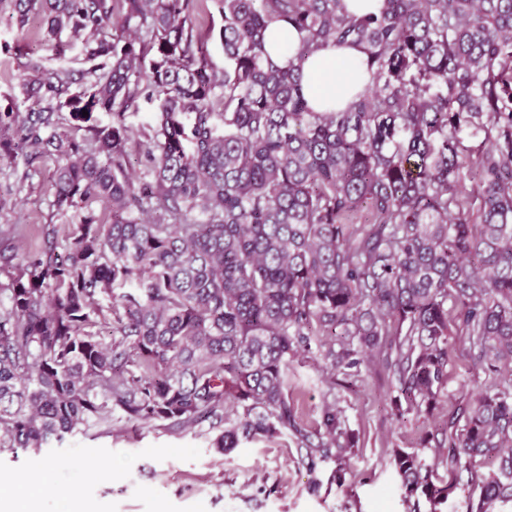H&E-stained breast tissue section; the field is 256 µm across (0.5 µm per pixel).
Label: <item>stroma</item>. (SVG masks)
Instances as JSON below:
<instances>
[{"mask_svg":"<svg viewBox=\"0 0 512 512\" xmlns=\"http://www.w3.org/2000/svg\"><path fill=\"white\" fill-rule=\"evenodd\" d=\"M195 31L207 37L209 58L224 67L218 36L222 18L215 0H200ZM41 20L30 17L18 28L10 0H0V104L16 102L27 110L18 77L31 58L42 59L48 70L84 67L81 41L62 37L60 44L41 37ZM50 161H19L0 166L1 224H21L20 243L39 245L38 229L62 223L54 206ZM302 388L301 416L318 419L325 404L341 410L356 440V451L341 479H333L334 464L309 470L292 441L246 443L231 455L212 446L209 424L187 432L158 423L112 424L77 434L60 448L37 454L27 450L0 455V483L18 475L42 479L38 512H407L400 480L390 452L406 447L424 427L415 415L397 418L390 408L392 379L374 365L360 376L337 375L327 383L312 359L296 366ZM80 494L72 502L70 490Z\"/></svg>","mask_w":512,"mask_h":512,"instance_id":"35a3bbf8","label":"stroma"}]
</instances>
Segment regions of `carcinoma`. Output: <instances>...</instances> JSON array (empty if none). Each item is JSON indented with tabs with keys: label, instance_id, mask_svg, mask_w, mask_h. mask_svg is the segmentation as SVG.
I'll return each mask as SVG.
<instances>
[{
	"label": "carcinoma",
	"instance_id": "cac0c4a2",
	"mask_svg": "<svg viewBox=\"0 0 512 512\" xmlns=\"http://www.w3.org/2000/svg\"><path fill=\"white\" fill-rule=\"evenodd\" d=\"M10 2L18 28L40 16L43 40H83L91 66L75 79L32 59L19 86L47 105L0 109V162L53 161L55 206L77 212L35 250L0 247L16 271L0 284V454L115 420H209L220 453L289 436L309 469L340 467L355 447L342 411L309 425L294 396L317 334L330 379L386 349L394 414L437 420L391 450L406 502L438 512L461 468L480 487L470 512L512 502V0H383L365 16L216 0L222 73L197 0ZM275 21L306 33L286 67L266 48ZM348 43L369 83L315 112L302 63ZM142 95L158 122L139 135L125 111ZM483 121L471 163L459 133ZM459 334L473 370L503 381L443 415ZM195 33L205 36L209 34L207 48L209 58L218 71L224 69V50L218 36L223 24L218 6L213 0H203L195 13Z\"/></svg>",
	"mask_w": 512,
	"mask_h": 512
}]
</instances>
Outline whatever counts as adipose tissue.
Here are the masks:
<instances>
[{"label": "adipose tissue", "instance_id": "1", "mask_svg": "<svg viewBox=\"0 0 512 512\" xmlns=\"http://www.w3.org/2000/svg\"><path fill=\"white\" fill-rule=\"evenodd\" d=\"M366 58L357 45L330 46L308 57L303 64V79L313 109L345 108L353 88L364 87L369 80Z\"/></svg>", "mask_w": 512, "mask_h": 512}]
</instances>
